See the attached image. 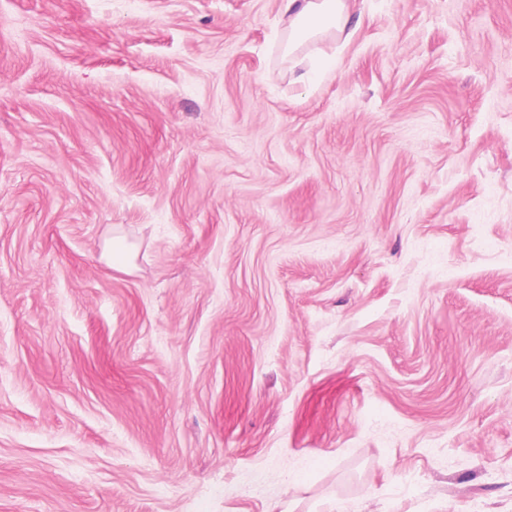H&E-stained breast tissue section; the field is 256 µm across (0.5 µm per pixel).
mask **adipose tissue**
Listing matches in <instances>:
<instances>
[{"mask_svg": "<svg viewBox=\"0 0 512 512\" xmlns=\"http://www.w3.org/2000/svg\"><path fill=\"white\" fill-rule=\"evenodd\" d=\"M288 17V51L319 35L344 33L350 21L349 0H282Z\"/></svg>", "mask_w": 512, "mask_h": 512, "instance_id": "adipose-tissue-1", "label": "adipose tissue"}]
</instances>
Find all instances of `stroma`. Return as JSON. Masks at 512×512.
Wrapping results in <instances>:
<instances>
[{
    "label": "stroma",
    "instance_id": "35a3bbf8",
    "mask_svg": "<svg viewBox=\"0 0 512 512\" xmlns=\"http://www.w3.org/2000/svg\"><path fill=\"white\" fill-rule=\"evenodd\" d=\"M287 28L0 0V512H512V0ZM134 247L126 243L121 236L112 238L109 244V254L107 262L112 268L129 269L132 265Z\"/></svg>",
    "mask_w": 512,
    "mask_h": 512
}]
</instances>
